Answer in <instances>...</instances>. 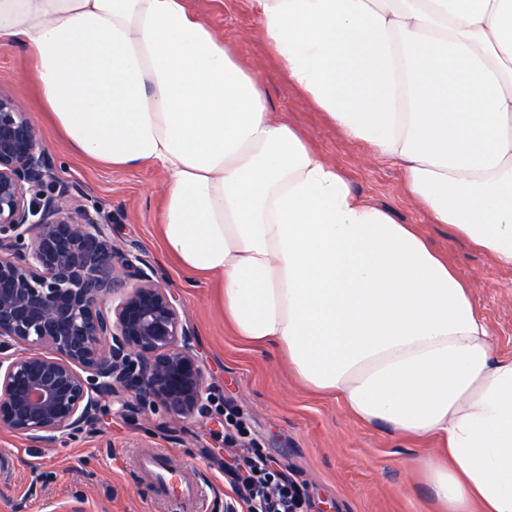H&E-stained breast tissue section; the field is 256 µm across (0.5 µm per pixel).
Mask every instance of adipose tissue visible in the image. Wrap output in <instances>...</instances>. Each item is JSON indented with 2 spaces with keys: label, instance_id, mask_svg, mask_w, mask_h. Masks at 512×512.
<instances>
[{
  "label": "adipose tissue",
  "instance_id": "1",
  "mask_svg": "<svg viewBox=\"0 0 512 512\" xmlns=\"http://www.w3.org/2000/svg\"><path fill=\"white\" fill-rule=\"evenodd\" d=\"M289 80L397 165L434 223L512 266V0H248ZM82 156L164 176L161 229L236 336L303 387L443 453L439 512H512V356L408 224L275 119L187 0H0Z\"/></svg>",
  "mask_w": 512,
  "mask_h": 512
}]
</instances>
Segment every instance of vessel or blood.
Returning a JSON list of instances; mask_svg holds the SVG:
<instances>
[{
    "instance_id": "b4317fda",
    "label": "vessel or blood",
    "mask_w": 512,
    "mask_h": 512,
    "mask_svg": "<svg viewBox=\"0 0 512 512\" xmlns=\"http://www.w3.org/2000/svg\"><path fill=\"white\" fill-rule=\"evenodd\" d=\"M137 468L141 478L154 485L160 496L189 504L199 495L192 473L175 466L167 451L155 449L139 455Z\"/></svg>"
}]
</instances>
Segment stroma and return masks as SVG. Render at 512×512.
<instances>
[{
    "instance_id": "1",
    "label": "stroma",
    "mask_w": 512,
    "mask_h": 512,
    "mask_svg": "<svg viewBox=\"0 0 512 512\" xmlns=\"http://www.w3.org/2000/svg\"><path fill=\"white\" fill-rule=\"evenodd\" d=\"M192 10L223 34L237 63L259 71L277 118L345 173L360 197L416 225L447 255L471 286L493 335L494 351L512 356V267L498 264L429 223L406 194L398 167L367 158L342 139L323 115L288 82L256 31L247 0H189ZM0 89L18 95L40 128L58 175L79 185L98 206L112 239L141 258L175 295L183 319L196 331L197 355L213 396L207 414L183 418L159 408L129 415L112 404L78 437L52 444L0 429V512H224L238 503L239 444L256 445L273 468L300 485L315 512H435L432 491L417 461L441 445L367 425L335 397L301 387L284 357L243 342L224 322L216 281L187 274L165 248L160 230L163 173L141 166L116 170L73 151L44 111L34 71L21 48L0 47ZM168 450L193 469L201 494L192 506L161 498L143 481L138 452Z\"/></svg>"
}]
</instances>
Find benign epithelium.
<instances>
[{"label": "benign epithelium", "instance_id": "obj_1", "mask_svg": "<svg viewBox=\"0 0 512 512\" xmlns=\"http://www.w3.org/2000/svg\"><path fill=\"white\" fill-rule=\"evenodd\" d=\"M82 198L19 98L0 90V428L74 438L122 392L135 414L207 413L194 327Z\"/></svg>", "mask_w": 512, "mask_h": 512}]
</instances>
